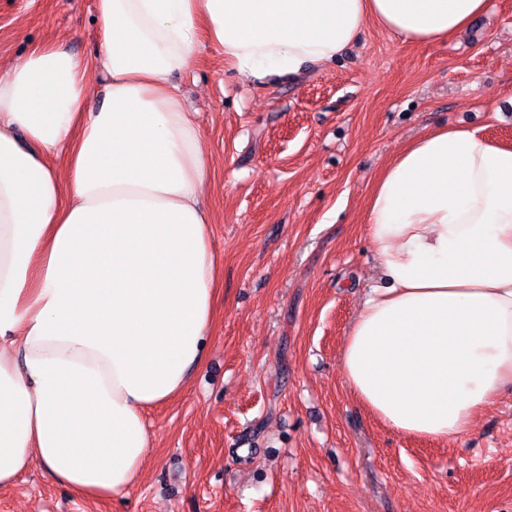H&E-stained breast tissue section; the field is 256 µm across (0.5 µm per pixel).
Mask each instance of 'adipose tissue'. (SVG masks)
<instances>
[{"label":"adipose tissue","mask_w":512,"mask_h":512,"mask_svg":"<svg viewBox=\"0 0 512 512\" xmlns=\"http://www.w3.org/2000/svg\"><path fill=\"white\" fill-rule=\"evenodd\" d=\"M487 3L96 0L93 60L46 41L0 67V487L37 462L83 499L124 495L154 446L147 411L204 360L213 158L172 81L203 45L260 82L336 61L370 20L454 39ZM365 224L382 283L352 319L344 383L392 431L456 439L512 388V146L429 130L377 175Z\"/></svg>","instance_id":"adipose-tissue-1"}]
</instances>
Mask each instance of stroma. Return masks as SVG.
<instances>
[{"mask_svg": "<svg viewBox=\"0 0 512 512\" xmlns=\"http://www.w3.org/2000/svg\"><path fill=\"white\" fill-rule=\"evenodd\" d=\"M95 0H0V63L55 40L90 60ZM214 158L217 320L188 389L152 409L124 498L92 503L33 466L0 512H512V389L462 438L400 436L346 388L341 349L377 282L374 177L437 127L512 146V0L417 45L367 23L336 62L257 86L203 48L175 78Z\"/></svg>", "mask_w": 512, "mask_h": 512, "instance_id": "stroma-1", "label": "stroma"}]
</instances>
